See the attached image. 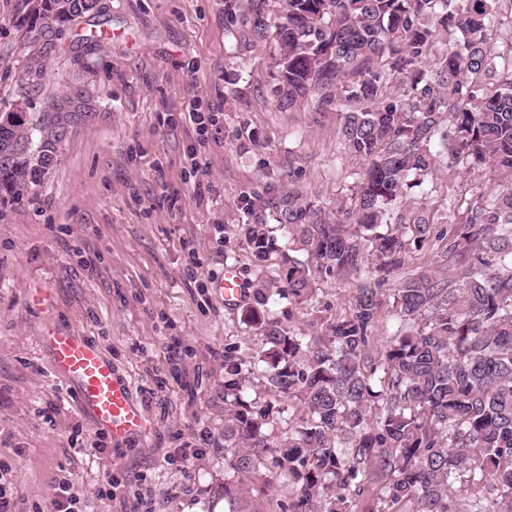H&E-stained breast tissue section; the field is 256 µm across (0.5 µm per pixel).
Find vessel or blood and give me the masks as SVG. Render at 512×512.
Returning a JSON list of instances; mask_svg holds the SVG:
<instances>
[{"mask_svg":"<svg viewBox=\"0 0 512 512\" xmlns=\"http://www.w3.org/2000/svg\"><path fill=\"white\" fill-rule=\"evenodd\" d=\"M218 286L229 303L239 302L244 294L231 267L225 268ZM43 341L52 352L54 367L72 382L79 403L101 431L115 440L145 431L142 408L98 345L69 331H51Z\"/></svg>","mask_w":512,"mask_h":512,"instance_id":"b4317fda","label":"vessel or blood"}]
</instances>
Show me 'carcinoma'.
<instances>
[{
    "instance_id": "1",
    "label": "carcinoma",
    "mask_w": 512,
    "mask_h": 512,
    "mask_svg": "<svg viewBox=\"0 0 512 512\" xmlns=\"http://www.w3.org/2000/svg\"><path fill=\"white\" fill-rule=\"evenodd\" d=\"M33 23L27 46L54 42L101 8L85 0H24ZM503 0H269L225 3V31L239 50L270 48L276 106L313 105L314 122L342 105L339 134L365 163L336 214L301 189L269 184L246 195L253 222L240 234L258 265L277 255L272 278L252 284L242 320L260 337L246 361L224 354V481L228 512H262L242 479L272 467L301 493L288 512H357L378 489L393 512H512V45L497 42ZM50 18L55 27L44 25ZM40 56L22 69L20 96L51 100ZM38 114L0 126V204L44 172L36 168ZM28 144L11 155L4 148ZM448 167L487 170L496 188L465 217L437 226L410 202ZM272 219L298 249L277 244ZM444 243L441 263L405 270L410 248ZM375 265L367 263V254ZM458 271L457 277L448 272ZM360 281L349 312L312 318L295 332L270 313L288 298V317L313 294L314 276ZM405 274L388 296L385 279ZM396 321L379 341L384 316ZM299 402L305 415L280 440L269 430L284 410L243 397L245 383Z\"/></svg>"
}]
</instances>
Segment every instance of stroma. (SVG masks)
Listing matches in <instances>:
<instances>
[{"mask_svg":"<svg viewBox=\"0 0 512 512\" xmlns=\"http://www.w3.org/2000/svg\"><path fill=\"white\" fill-rule=\"evenodd\" d=\"M224 2L102 0L110 39L66 48L47 74L54 88L87 84L99 116L40 183L0 204V472L12 512H51L66 478L95 512H227L224 352L248 360L260 347L216 286L225 267L247 282L260 271L239 236L251 221L241 198L291 180L332 211L363 164L336 117L317 125L277 109L269 51L235 49ZM30 24L23 0H0V113L17 104ZM192 99L217 116L202 144L184 116ZM197 145L207 167L193 177ZM434 183L426 205L442 223L493 189L489 173L444 167ZM356 285L317 278L308 311L348 312ZM49 324L99 345L142 406L144 433L100 439L52 366ZM185 448L195 457L181 460ZM245 484L265 487L264 512H287L297 493L272 469Z\"/></svg>","mask_w":512,"mask_h":512,"instance_id":"35a3bbf8","label":"stroma"}]
</instances>
